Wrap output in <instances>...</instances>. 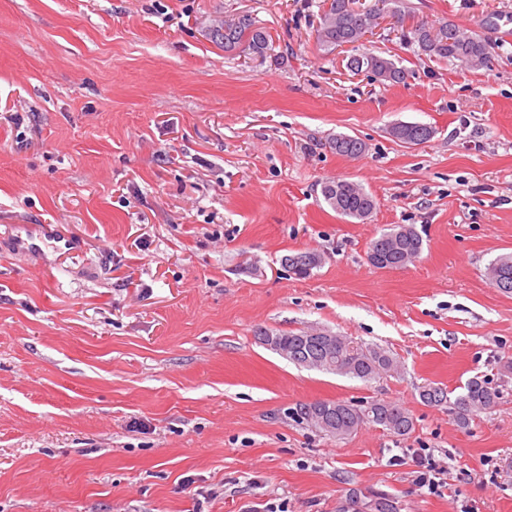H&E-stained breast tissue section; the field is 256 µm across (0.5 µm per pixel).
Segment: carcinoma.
<instances>
[{
  "label": "carcinoma",
  "instance_id": "1",
  "mask_svg": "<svg viewBox=\"0 0 512 512\" xmlns=\"http://www.w3.org/2000/svg\"><path fill=\"white\" fill-rule=\"evenodd\" d=\"M406 0H372L366 6L360 0H327L320 16L317 42L320 48L330 52L347 43L360 42L364 23L383 12L396 18V24L404 26L410 10ZM412 40L418 54L433 60L458 62L474 69L484 67L488 61L487 44L479 36L468 35L454 24L444 21L439 26L418 22L411 27ZM211 38L224 45V52L233 54L248 51L263 56L270 50L271 37L249 15H240L224 21L211 31ZM347 67L352 71L366 72L376 81L398 84L406 80L407 70L400 61L390 55L360 53L349 56ZM329 147L340 156L356 157L366 150L365 143L353 136L338 135L331 139ZM325 202L345 219L364 220L376 207L374 197L360 185L338 179L321 187ZM423 240L412 226L398 225L374 238L368 252L382 257L379 269H403L422 252ZM308 251L299 250L282 258V265L298 278L311 272L298 268L301 258ZM489 283L500 292L512 295V255L504 254L487 268ZM276 337L288 347V352L305 362L303 368L334 373L362 381H371L390 372L395 360L390 351L377 345L357 342L347 336H336L340 347L336 356H322L318 337L314 330L278 332ZM419 398L426 406L452 405L459 426L466 428L474 416L490 411L500 404L502 393L483 376L471 377L455 397L446 388L426 385L419 391ZM290 414L300 424L326 436L343 438L365 426H373L394 436L409 435L415 427L412 414L402 405L387 400H372L355 404L344 400H321L295 405ZM373 512H399V506L390 495H369Z\"/></svg>",
  "mask_w": 512,
  "mask_h": 512
}]
</instances>
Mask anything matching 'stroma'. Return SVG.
Masks as SVG:
<instances>
[{
    "mask_svg": "<svg viewBox=\"0 0 512 512\" xmlns=\"http://www.w3.org/2000/svg\"><path fill=\"white\" fill-rule=\"evenodd\" d=\"M324 0H0V512H336L354 491L400 512H512V0H408L488 44L487 67L419 56L392 29L362 49L409 71L355 74L320 49ZM248 14L265 56L213 25ZM434 129L408 146L392 124ZM348 134L349 158L329 147ZM347 179L377 206L324 201ZM396 225L407 268L367 260ZM296 250L324 261L304 279ZM377 344L369 382L295 367L255 332ZM501 404L460 427L418 389L474 375ZM395 401L405 437L343 439L289 407ZM444 473L420 486L410 449ZM329 147L336 154L346 157L359 156L366 150V145L361 139L349 135H336V138L329 142ZM325 202L346 220H364L376 207L374 197L357 183L337 179L321 188ZM422 247L423 240L413 226L398 225L375 237L369 244L367 256L376 264L382 257V264H373L379 269L397 270L418 257ZM312 251L307 250H299L292 254H288L284 256L281 260L282 265L288 269V272L296 276L297 278H305L311 275L312 271L317 267L312 268L310 271L305 269H298V264L300 263L301 258L309 254V261L311 264H318L321 260V257L317 253H311ZM487 279L503 294L512 295V255L504 254L495 259L487 268Z\"/></svg>",
    "mask_w": 512,
    "mask_h": 512,
    "instance_id": "obj_1",
    "label": "stroma"
}]
</instances>
